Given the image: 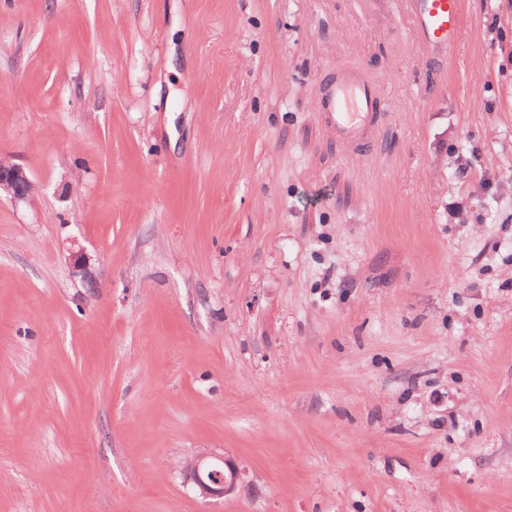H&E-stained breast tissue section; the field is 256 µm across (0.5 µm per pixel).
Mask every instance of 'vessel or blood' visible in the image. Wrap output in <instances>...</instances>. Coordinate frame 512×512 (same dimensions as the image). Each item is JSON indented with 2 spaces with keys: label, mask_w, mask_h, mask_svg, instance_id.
<instances>
[{
  "label": "vessel or blood",
  "mask_w": 512,
  "mask_h": 512,
  "mask_svg": "<svg viewBox=\"0 0 512 512\" xmlns=\"http://www.w3.org/2000/svg\"><path fill=\"white\" fill-rule=\"evenodd\" d=\"M415 28L433 46L454 48L462 22L461 0H411ZM337 140L355 147L367 138L376 122L380 99L374 86L359 74L340 69L322 102Z\"/></svg>",
  "instance_id": "vessel-or-blood-1"
}]
</instances>
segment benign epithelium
I'll return each instance as SVG.
<instances>
[{
  "instance_id": "7a95c632",
  "label": "benign epithelium",
  "mask_w": 512,
  "mask_h": 512,
  "mask_svg": "<svg viewBox=\"0 0 512 512\" xmlns=\"http://www.w3.org/2000/svg\"><path fill=\"white\" fill-rule=\"evenodd\" d=\"M35 184L25 169L0 158V197L14 201L31 198ZM71 266L82 278L89 276L90 258L82 249L71 252ZM184 478L192 489L205 499H222L235 492L242 482V473L235 463L220 455L200 453L184 466Z\"/></svg>"
}]
</instances>
